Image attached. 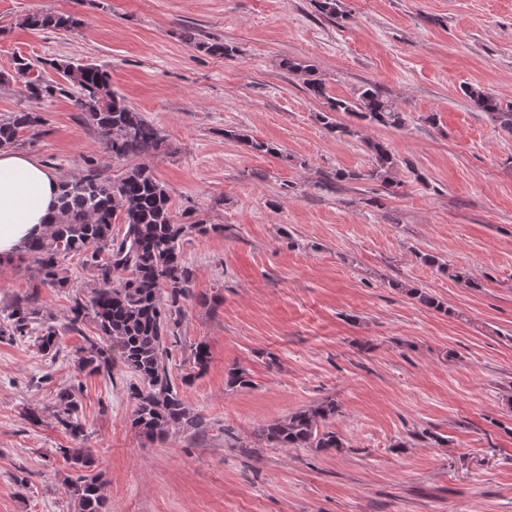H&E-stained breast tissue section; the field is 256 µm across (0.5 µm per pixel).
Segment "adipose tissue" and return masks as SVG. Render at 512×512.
Here are the masks:
<instances>
[{
	"mask_svg": "<svg viewBox=\"0 0 512 512\" xmlns=\"http://www.w3.org/2000/svg\"><path fill=\"white\" fill-rule=\"evenodd\" d=\"M56 192L57 179L43 164L0 147V254L41 229Z\"/></svg>",
	"mask_w": 512,
	"mask_h": 512,
	"instance_id": "1",
	"label": "adipose tissue"
}]
</instances>
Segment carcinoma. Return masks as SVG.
Returning <instances> with one entry per match:
<instances>
[{
  "label": "carcinoma",
  "instance_id": "carcinoma-1",
  "mask_svg": "<svg viewBox=\"0 0 512 512\" xmlns=\"http://www.w3.org/2000/svg\"><path fill=\"white\" fill-rule=\"evenodd\" d=\"M23 24L71 34L82 27L83 21L72 13L33 12L25 15ZM183 40L226 58L237 52L235 45L201 41L189 30L184 31ZM44 64L61 71L68 87L47 80L41 71L34 72L35 66L26 59L16 60V72L28 75L24 92L35 106L0 118V146L23 144L22 134L26 132L37 135L43 124L40 101L64 93L71 96L76 110L96 132L110 157L130 160L160 149L163 138L158 127L112 88L106 70L93 63L46 60ZM306 88L311 97L325 101L326 111L318 118L325 128L340 136L353 132L333 118L339 112L394 129L406 124L405 112L373 84L362 85L350 98L329 95L320 78L308 79ZM462 93L472 107L488 114L503 132L512 135V106L503 111L500 99L480 86H465ZM225 135L249 152L288 159L268 141L234 130L225 131ZM367 148L374 165L370 177L391 185L395 156L381 141L370 142ZM361 177L360 172L338 169L324 176V185L331 189ZM118 220L125 224L121 236L112 230ZM217 230L216 225L202 220L175 222L170 195L148 165H133L116 180L102 176L91 166L80 177L60 180L56 210L43 232L27 237L16 250L19 259L32 263L39 284L48 288L71 287L64 275V261L70 256H80L82 264L94 272L92 286L72 298L69 328L77 330L85 321H92L99 338L111 342L121 365L136 375L139 384L129 387L134 401L131 425L151 441L165 439L174 428H201V421L172 383L166 364L167 343L175 337L193 281L181 244L190 235L203 236ZM36 302L33 293L13 300L0 324V335L21 340L38 327V349L56 357L60 353L59 330L50 318L40 314ZM208 362V348L200 343L195 347L194 371L186 374L184 381L201 375ZM78 370L90 375L111 374L112 362L103 355L96 339H87V345L81 348ZM227 384L248 388L252 379L245 368L235 366L227 371ZM337 412L336 402L325 400L259 427L255 436L287 448L338 451L344 447L343 439L326 426ZM54 417L74 438L85 437L73 388L59 392ZM62 455L78 471L75 477H66L76 512H108L101 473L91 470L94 461L90 451L64 448Z\"/></svg>",
  "mask_w": 512,
  "mask_h": 512
}]
</instances>
